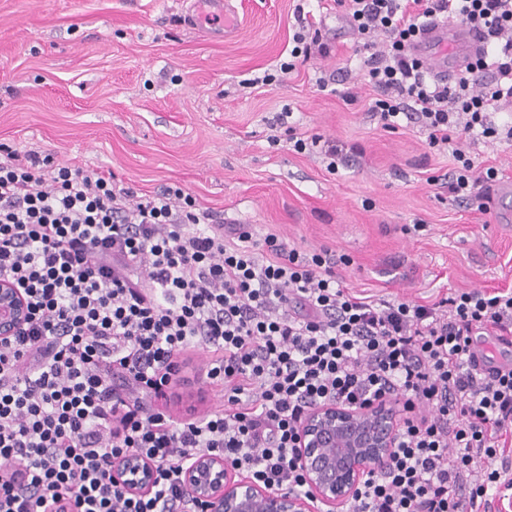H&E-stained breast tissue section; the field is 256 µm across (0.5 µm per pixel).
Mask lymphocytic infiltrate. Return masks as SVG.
Instances as JSON below:
<instances>
[{"label": "lymphocytic infiltrate", "mask_w": 512, "mask_h": 512, "mask_svg": "<svg viewBox=\"0 0 512 512\" xmlns=\"http://www.w3.org/2000/svg\"><path fill=\"white\" fill-rule=\"evenodd\" d=\"M359 37L382 127L419 125L430 145L512 142V0H336ZM482 47L449 82L411 52L434 19ZM440 187L488 209L496 168L461 149ZM329 250L225 226L183 188L151 195L113 177L28 154L0 162V281L29 302L23 333L0 340V512H192L177 473L224 457L257 482L304 489L300 415L328 400L404 402L413 414L386 468L349 512H484L512 472V290L460 291L431 304L358 296ZM206 355L223 409L173 423L149 413ZM156 466L151 493L107 476L108 459Z\"/></svg>", "instance_id": "lymphocytic-infiltrate-1"}]
</instances>
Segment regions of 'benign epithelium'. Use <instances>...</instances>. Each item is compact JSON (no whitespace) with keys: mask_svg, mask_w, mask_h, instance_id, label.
<instances>
[{"mask_svg":"<svg viewBox=\"0 0 512 512\" xmlns=\"http://www.w3.org/2000/svg\"><path fill=\"white\" fill-rule=\"evenodd\" d=\"M29 320L20 289L0 282V338L16 337ZM399 404L379 399L363 406L336 400L310 407L297 425L295 461L306 490L263 485L224 461L199 454L184 465L180 482L200 512H344L364 481L390 459L405 422ZM154 465L136 453L112 459V480L134 496L148 493Z\"/></svg>","mask_w":512,"mask_h":512,"instance_id":"obj_1","label":"benign epithelium"}]
</instances>
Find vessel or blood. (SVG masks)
<instances>
[{
	"mask_svg": "<svg viewBox=\"0 0 512 512\" xmlns=\"http://www.w3.org/2000/svg\"><path fill=\"white\" fill-rule=\"evenodd\" d=\"M195 11L202 18L220 20L233 14L234 9L230 0H197ZM479 48L480 43L473 33L437 19L419 35L412 52L428 64L434 78L445 80L452 77L459 64L466 57L475 55Z\"/></svg>",
	"mask_w": 512,
	"mask_h": 512,
	"instance_id": "vessel-or-blood-1",
	"label": "vessel or blood"
}]
</instances>
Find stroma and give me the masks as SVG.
I'll list each match as a JSON object with an SVG mask.
<instances>
[{"instance_id": "35a3bbf8", "label": "stroma", "mask_w": 512, "mask_h": 512, "mask_svg": "<svg viewBox=\"0 0 512 512\" xmlns=\"http://www.w3.org/2000/svg\"><path fill=\"white\" fill-rule=\"evenodd\" d=\"M230 37L193 26L187 0H0V151L114 175L150 194L179 185L225 224L339 256L354 294L430 304L459 290L512 289V223L433 184L450 151L413 125L370 115L357 37L332 0H234ZM320 18L325 58L289 61L297 8ZM348 73L354 101L316 81ZM273 82L259 84L264 75ZM298 136L333 139L354 163L332 172ZM475 166L512 178V146L461 140ZM194 354L153 411L179 422L224 401Z\"/></svg>"}]
</instances>
